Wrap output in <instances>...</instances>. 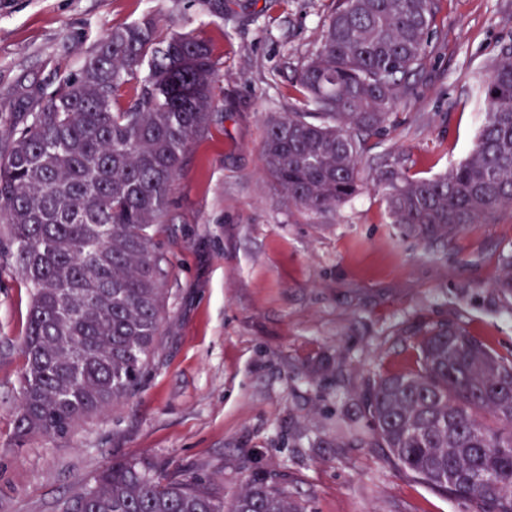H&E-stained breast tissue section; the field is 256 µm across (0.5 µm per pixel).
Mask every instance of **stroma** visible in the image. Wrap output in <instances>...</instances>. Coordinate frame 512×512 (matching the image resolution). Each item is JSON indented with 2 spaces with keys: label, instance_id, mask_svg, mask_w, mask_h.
I'll return each mask as SVG.
<instances>
[{
  "label": "stroma",
  "instance_id": "35a3bbf8",
  "mask_svg": "<svg viewBox=\"0 0 512 512\" xmlns=\"http://www.w3.org/2000/svg\"><path fill=\"white\" fill-rule=\"evenodd\" d=\"M334 5L250 0L217 19L195 0H0V120L18 84H56L112 28L147 15L164 34L200 31L224 70V109L191 145L168 221L153 228L170 260L167 314L139 388L64 440L14 433L32 293L0 226V512H57L127 458L210 480L228 503L268 476L305 512H474L351 433L371 430L368 382L415 369L428 329L457 322L512 351V304L494 288L512 212L422 244L383 199L389 171L436 176L475 145L486 73L512 41V0H439L435 48L365 152L359 194L313 213L278 195L261 147L268 121L299 108L295 78Z\"/></svg>",
  "mask_w": 512,
  "mask_h": 512
}]
</instances>
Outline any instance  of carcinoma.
Masks as SVG:
<instances>
[{
	"label": "carcinoma",
	"mask_w": 512,
	"mask_h": 512,
	"mask_svg": "<svg viewBox=\"0 0 512 512\" xmlns=\"http://www.w3.org/2000/svg\"><path fill=\"white\" fill-rule=\"evenodd\" d=\"M439 0H336L297 76L301 108L272 121L261 158L288 203L322 213L360 188L367 144L414 94L434 48ZM148 74L141 75L143 61ZM220 64L194 29L160 36L155 20L113 29L56 87L16 91L0 132V224L32 290L22 344L17 437L70 436L138 386L160 335L168 260L151 229L165 222L189 146L223 107ZM136 89L120 102L122 89ZM485 120L448 173L390 172L385 201L402 235L446 240L512 210V43L484 82ZM499 295L512 302V251ZM371 440L448 496L512 512V353L450 323L419 343L414 370L369 384ZM59 512H303L273 479L229 505L218 487L144 459L112 462Z\"/></svg>",
	"instance_id": "cac0c4a2"
}]
</instances>
